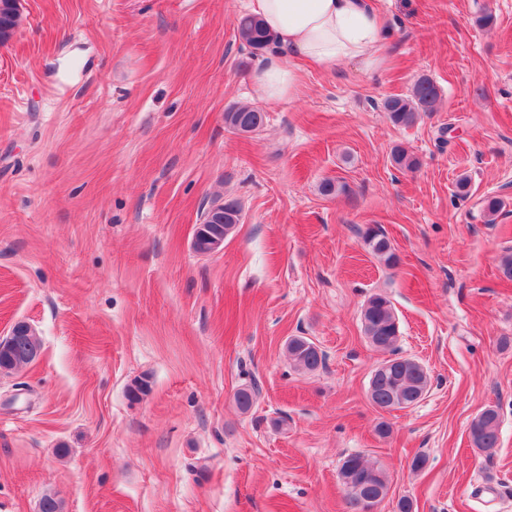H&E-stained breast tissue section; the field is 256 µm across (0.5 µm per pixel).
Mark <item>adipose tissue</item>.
Listing matches in <instances>:
<instances>
[{"mask_svg":"<svg viewBox=\"0 0 512 512\" xmlns=\"http://www.w3.org/2000/svg\"><path fill=\"white\" fill-rule=\"evenodd\" d=\"M249 13L273 35L255 64L258 96L276 104L296 96L307 65L354 63L373 72L385 62L387 31L372 0H247Z\"/></svg>","mask_w":512,"mask_h":512,"instance_id":"ef3b65f1","label":"adipose tissue"}]
</instances>
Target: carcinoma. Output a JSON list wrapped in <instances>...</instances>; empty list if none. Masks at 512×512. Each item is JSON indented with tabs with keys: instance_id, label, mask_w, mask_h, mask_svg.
Segmentation results:
<instances>
[{
	"instance_id": "1",
	"label": "carcinoma",
	"mask_w": 512,
	"mask_h": 512,
	"mask_svg": "<svg viewBox=\"0 0 512 512\" xmlns=\"http://www.w3.org/2000/svg\"><path fill=\"white\" fill-rule=\"evenodd\" d=\"M18 7L10 6V0H0V45L6 44L19 22ZM236 29L239 38L252 53L264 52L274 45V38L261 21L249 14L237 18ZM441 104L440 89L435 82L422 76L418 78L407 96H390L382 107L392 123L398 126H411L420 112H436ZM265 115L262 110L251 105H239L224 113V124L242 134H249L263 127ZM396 165L414 170L419 160L403 148L393 153ZM224 212L222 235L229 236L241 220V206L230 199L218 205ZM364 243L371 253L388 267L398 264L399 258L387 238L378 229L368 227L360 231ZM363 332L368 342L380 351H395L399 336L398 321L389 298L383 294L371 295L361 310ZM288 359L294 368L302 372H314L325 363V355L304 336H293L287 343ZM389 367L379 365L369 381L368 396L377 407L387 410L404 409L423 399L430 386V375L416 361L395 357L386 360ZM31 364L22 356H10L0 352V371L12 372ZM259 391L250 386L238 389L234 401L239 410L251 409ZM500 414L496 407L488 406L471 423L470 435L473 448L490 458L496 453L499 444ZM346 489L345 503L348 512H357L360 497L379 488H386L387 475L378 461L361 453L346 456L339 468Z\"/></svg>"
}]
</instances>
